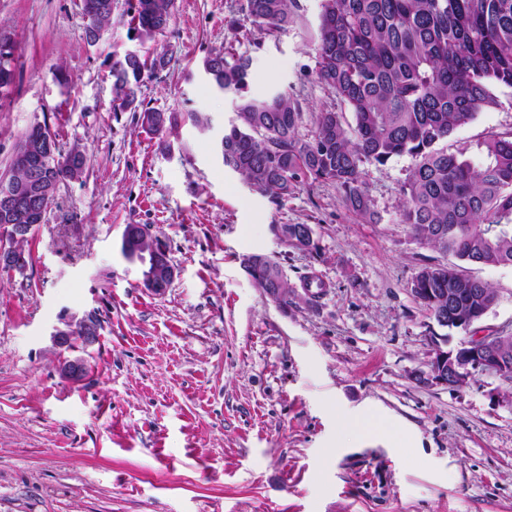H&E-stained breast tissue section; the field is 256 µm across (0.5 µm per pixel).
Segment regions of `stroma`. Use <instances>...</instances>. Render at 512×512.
<instances>
[{"label": "stroma", "mask_w": 512, "mask_h": 512, "mask_svg": "<svg viewBox=\"0 0 512 512\" xmlns=\"http://www.w3.org/2000/svg\"><path fill=\"white\" fill-rule=\"evenodd\" d=\"M239 4L175 0L157 42L169 63L141 98L209 125L184 124L165 156L137 113L112 109V54L131 46L127 0L95 45L80 0H0V33L17 45L16 83L0 97V177L37 123L88 158L29 234L27 267L0 268V512H512V381L424 380L438 326L411 282L453 257L399 221L411 159L365 165L372 222L332 183L279 202L225 168L236 101L204 73L210 52H249V95H293L301 137L338 105L313 72L321 0H298L297 25L258 48L227 25ZM497 96L449 150L475 160L484 140L512 134V90ZM128 224L150 226L176 266L165 295L123 258ZM277 224L311 225L316 250L281 242ZM250 254L280 265L287 300L249 277ZM460 269L498 295L482 328L512 330V267ZM67 314L94 316L98 342L56 347ZM76 358L78 382L64 374ZM365 415L397 428L395 440L340 424Z\"/></svg>", "instance_id": "obj_1"}]
</instances>
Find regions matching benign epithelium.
I'll return each instance as SVG.
<instances>
[{"instance_id":"obj_1","label":"benign epithelium","mask_w":512,"mask_h":512,"mask_svg":"<svg viewBox=\"0 0 512 512\" xmlns=\"http://www.w3.org/2000/svg\"><path fill=\"white\" fill-rule=\"evenodd\" d=\"M54 145L52 136L42 125L34 129V136L18 147V159L33 168L47 164L52 155ZM29 188L18 185L9 178L0 179V210L13 213L18 209L20 199ZM24 263V255L13 245H0V266L14 269ZM477 289L472 288L460 293L456 288H413V297L429 296V302L435 303L441 298L448 299V305L439 308L440 321L437 325L448 329V334L430 337L431 360L430 373L427 381L458 388L480 374L494 375L502 379L512 380V356L505 354L497 346V339L503 336L504 329L476 330L474 325L496 304V299H488L478 308L473 305V295ZM454 331L471 333L468 339L452 344ZM79 336L87 346L94 344L99 337L97 322L91 318H83L73 329H57L52 334L53 341L60 347L71 345L74 336Z\"/></svg>"}]
</instances>
